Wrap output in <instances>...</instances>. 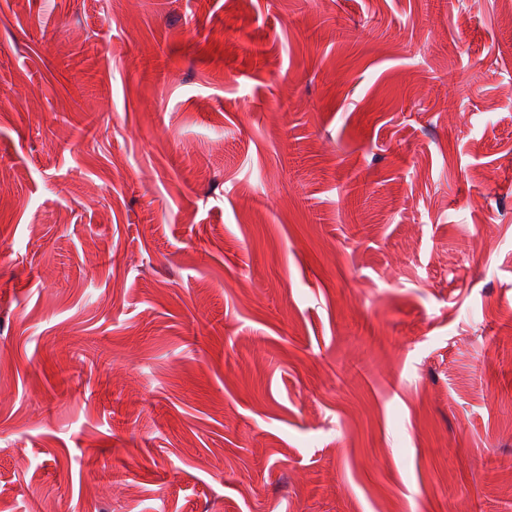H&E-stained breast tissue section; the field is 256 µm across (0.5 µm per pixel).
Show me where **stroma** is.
Segmentation results:
<instances>
[{
	"mask_svg": "<svg viewBox=\"0 0 512 512\" xmlns=\"http://www.w3.org/2000/svg\"><path fill=\"white\" fill-rule=\"evenodd\" d=\"M0 512H512V0H0Z\"/></svg>",
	"mask_w": 512,
	"mask_h": 512,
	"instance_id": "stroma-1",
	"label": "stroma"
}]
</instances>
